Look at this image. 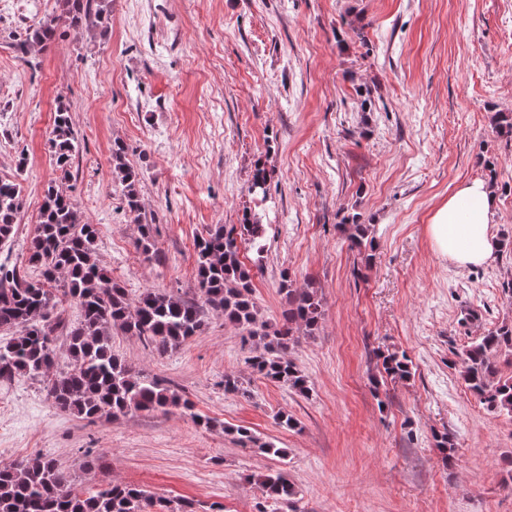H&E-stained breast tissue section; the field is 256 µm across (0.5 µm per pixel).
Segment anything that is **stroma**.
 Wrapping results in <instances>:
<instances>
[{"label": "stroma", "mask_w": 512, "mask_h": 512, "mask_svg": "<svg viewBox=\"0 0 512 512\" xmlns=\"http://www.w3.org/2000/svg\"><path fill=\"white\" fill-rule=\"evenodd\" d=\"M59 3L0 0V179L25 199L0 259L25 257L53 184L96 226L98 256L129 296L192 299L196 238L251 213L268 247L240 244L259 320L281 321L286 277L317 289L324 316L288 350L304 395L253 372L261 345L214 311L164 354L113 328V350L191 409L90 423L19 377L0 384V465L43 454L77 490L123 482L197 512H269L246 480L269 470L294 483L298 512H512V418L459 374L462 350L512 320V250L462 269L428 232L456 186L482 179L497 195L487 230L512 240V142L492 122L512 112V0H112L108 27H62L20 52ZM61 100L77 144L66 180L48 143ZM117 141L141 173L152 260L112 171ZM259 163L263 201L250 191ZM354 214L371 227L372 261L339 230ZM389 353L406 356L409 379L384 374ZM228 374L246 395L225 392ZM238 426L283 456L240 446ZM56 36L55 20L42 21L29 29L27 38L18 48L21 52L26 51L27 44L29 45H45L51 42Z\"/></svg>", "instance_id": "35a3bbf8"}]
</instances>
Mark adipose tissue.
<instances>
[{
    "label": "adipose tissue",
    "mask_w": 512,
    "mask_h": 512,
    "mask_svg": "<svg viewBox=\"0 0 512 512\" xmlns=\"http://www.w3.org/2000/svg\"><path fill=\"white\" fill-rule=\"evenodd\" d=\"M494 208L495 193L488 182L475 179L458 185L428 226L435 250L461 268L491 260L498 248L487 232Z\"/></svg>",
    "instance_id": "obj_1"
}]
</instances>
